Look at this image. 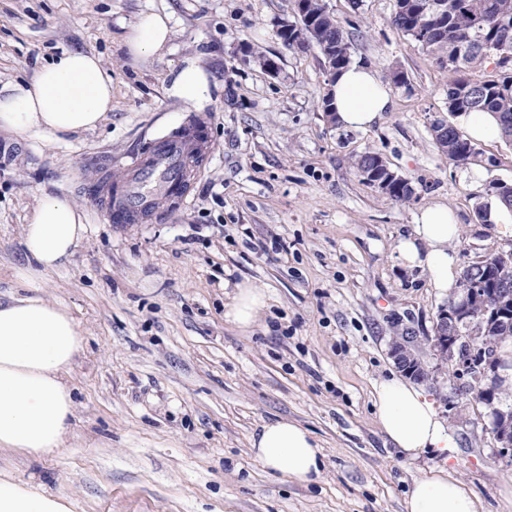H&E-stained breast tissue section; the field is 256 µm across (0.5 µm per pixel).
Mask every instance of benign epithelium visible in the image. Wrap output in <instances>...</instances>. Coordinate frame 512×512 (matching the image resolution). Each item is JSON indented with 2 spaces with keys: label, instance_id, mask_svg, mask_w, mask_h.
Returning <instances> with one entry per match:
<instances>
[{
  "label": "benign epithelium",
  "instance_id": "benign-epithelium-1",
  "mask_svg": "<svg viewBox=\"0 0 512 512\" xmlns=\"http://www.w3.org/2000/svg\"><path fill=\"white\" fill-rule=\"evenodd\" d=\"M366 179L374 186L387 193L391 186L403 181V177L394 172L382 159L374 161L372 167L365 172ZM463 306L459 302L452 307L444 308L436 318L433 334L426 337L433 355L441 363L453 368L462 384L458 388L465 390L472 382L486 385V396L495 397V383L498 369L489 362H475L462 355L461 344L483 335L484 316H460L456 309ZM418 336L414 332L404 331L392 338L390 355L397 367L409 377L422 383L435 380L434 371L423 365L415 356L414 348Z\"/></svg>",
  "mask_w": 512,
  "mask_h": 512
}]
</instances>
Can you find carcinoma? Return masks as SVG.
<instances>
[{
	"label": "carcinoma",
	"mask_w": 512,
	"mask_h": 512,
	"mask_svg": "<svg viewBox=\"0 0 512 512\" xmlns=\"http://www.w3.org/2000/svg\"><path fill=\"white\" fill-rule=\"evenodd\" d=\"M300 19L282 25L279 36L291 50L305 51L325 42L334 47L335 71L351 63L349 35L330 16L322 0H295ZM393 23L405 35L419 42L437 64L450 74L448 111L453 114L489 112L497 120L502 139L512 145V76L499 80H473L461 76L473 71L490 57L498 64L512 63V0H396ZM470 36L485 47L462 50L460 42ZM442 154L457 165L479 161L480 152L457 128L448 129V149ZM484 269L490 276L512 283V252L485 256ZM484 291L486 304L470 302L474 310L488 309L487 334L473 343L471 354L477 360L489 359L501 369L512 370V362L501 354V347L512 342V296L505 301Z\"/></svg>",
	"instance_id": "1"
}]
</instances>
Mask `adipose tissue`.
<instances>
[{"instance_id": "obj_1", "label": "adipose tissue", "mask_w": 512, "mask_h": 512, "mask_svg": "<svg viewBox=\"0 0 512 512\" xmlns=\"http://www.w3.org/2000/svg\"><path fill=\"white\" fill-rule=\"evenodd\" d=\"M170 35L167 15H143L126 46L133 58L163 48ZM332 107L342 128L370 126L392 104L376 72L360 64L343 69L330 85ZM112 110V75L91 53L67 51L41 66L28 80L0 87V130L17 135L60 137L96 128ZM86 226L68 201L43 198L24 228L32 265L26 281L62 265L83 238ZM457 234L454 214L435 204L424 208L396 253L411 267L425 268L435 288L454 287L458 269L448 244ZM267 302L251 284L238 286L226 316L240 329L251 328ZM85 343L68 312L33 294L0 302V452H21L40 460L65 447L73 419V396L65 380ZM374 406L383 434L406 457L432 451L452 453L456 442L434 403L409 381L391 376L374 384ZM258 460L289 479L313 483L322 473V450L312 434L295 422L272 421L252 439ZM408 512H477L466 484L445 469L414 480ZM0 512H70L65 497L41 485L0 479Z\"/></svg>"}]
</instances>
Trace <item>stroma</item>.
Here are the masks:
<instances>
[{"label":"stroma","mask_w":512,"mask_h":512,"mask_svg":"<svg viewBox=\"0 0 512 512\" xmlns=\"http://www.w3.org/2000/svg\"><path fill=\"white\" fill-rule=\"evenodd\" d=\"M392 95L365 130L331 124L321 103L330 76L312 47L288 50L278 32L293 0H0V86L31 78L65 51L99 56L112 74V110L93 130L55 140L0 130V302L28 295L23 231L46 196L68 199L87 227L71 257L40 280L66 307L85 347L66 381L74 418L61 454L35 461L0 453V475L36 481L72 512H407L410 484L432 469L468 484L477 512H512V459L500 456L488 410L454 398L447 370L422 391L446 412L453 456L408 459L388 443L373 383L395 372L397 329L425 342L447 295L427 271L396 258L420 209L458 218V266L512 251V237L476 208L494 183L512 184V145L477 143L481 164L455 165L436 147L448 118V74L393 24L395 0H323ZM171 18L169 42L131 62L130 28L144 13ZM262 51L280 73L245 60ZM195 66L207 90H174ZM403 72L406 84L393 81ZM205 120L210 151L187 168L177 203L142 224H116L96 185L125 182L132 158ZM379 153L415 193L398 202L362 180L357 155ZM268 302L241 331L225 316L238 284ZM456 410H449V399ZM295 421L318 439L320 479L304 484L265 468L250 438Z\"/></svg>","instance_id":"35a3bbf8"}]
</instances>
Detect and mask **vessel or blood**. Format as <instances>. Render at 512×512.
I'll return each mask as SVG.
<instances>
[{
	"label": "vessel or blood",
	"mask_w": 512,
	"mask_h": 512,
	"mask_svg": "<svg viewBox=\"0 0 512 512\" xmlns=\"http://www.w3.org/2000/svg\"><path fill=\"white\" fill-rule=\"evenodd\" d=\"M205 145L206 138L198 130L182 138L158 141L149 156L133 163V172L119 192L108 188L98 191L100 205L114 223L143 221L183 183L185 162L202 153Z\"/></svg>",
	"instance_id": "obj_1"
}]
</instances>
